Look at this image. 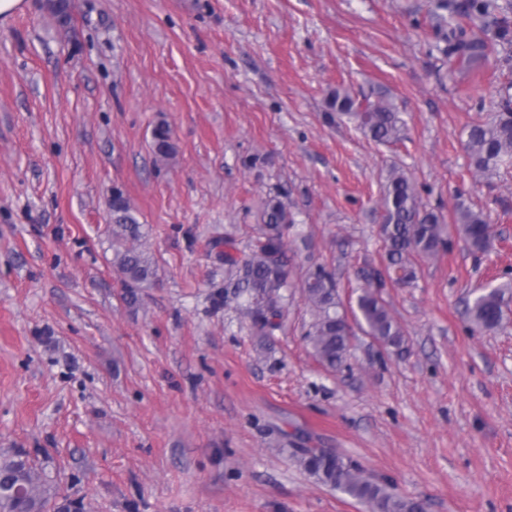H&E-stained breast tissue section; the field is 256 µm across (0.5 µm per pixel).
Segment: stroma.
<instances>
[{
    "instance_id": "obj_1",
    "label": "stroma",
    "mask_w": 512,
    "mask_h": 512,
    "mask_svg": "<svg viewBox=\"0 0 512 512\" xmlns=\"http://www.w3.org/2000/svg\"><path fill=\"white\" fill-rule=\"evenodd\" d=\"M429 0H43L0 20V454L22 450L86 512H368L294 447L359 463L427 512H512V323L474 332L472 289L512 279V166L477 176L464 140L512 82V49L449 72ZM382 89L401 141L330 114ZM175 151L157 160L152 130ZM448 221L449 251L382 296L403 353L356 335L329 371L300 292L325 266L349 298L384 256L390 169ZM137 211L155 278L128 304L107 201ZM294 215L290 299L266 349L224 284V242L264 203ZM465 198L493 227L472 252ZM152 148L159 159H167L174 152L171 129L167 124L160 123L152 131Z\"/></svg>"
}]
</instances>
